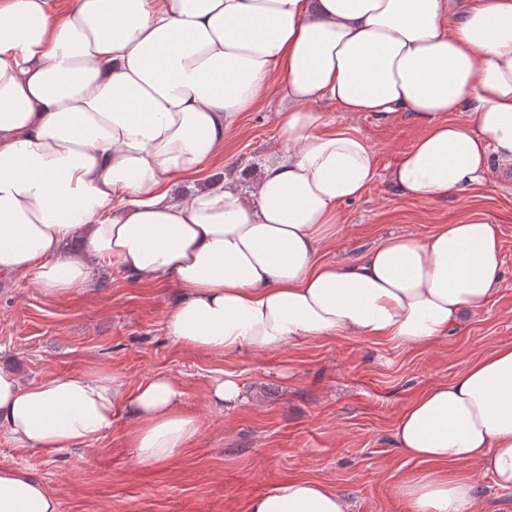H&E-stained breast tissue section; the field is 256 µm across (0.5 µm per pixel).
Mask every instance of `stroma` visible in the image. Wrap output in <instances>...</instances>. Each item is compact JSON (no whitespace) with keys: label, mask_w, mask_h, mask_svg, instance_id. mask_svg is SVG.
<instances>
[{"label":"stroma","mask_w":512,"mask_h":512,"mask_svg":"<svg viewBox=\"0 0 512 512\" xmlns=\"http://www.w3.org/2000/svg\"><path fill=\"white\" fill-rule=\"evenodd\" d=\"M279 104V92L270 88L242 113L206 179L224 177L251 189L280 152ZM320 111L325 121L357 128L382 173L420 131L406 116L381 121L329 102ZM475 212L500 233L499 289L461 327L411 346L328 336L271 353L213 357L166 336V319L180 297L173 285L136 282L105 267L95 269L90 287L61 295L22 278H0V363L21 380L103 370L132 387L168 373L201 423L189 448L154 468L141 466L126 448L130 422L123 413L99 440L51 455L0 439V467H27L55 497L58 512H244L251 496L297 476L328 481L349 499L351 512H409L399 484L424 465L397 446L399 416L423 390L455 380L478 357L512 344V170L440 200L403 195L382 176L345 206L338 239L325 254L353 261L389 235L424 236ZM225 373L238 378L244 393L229 411L209 398L212 378Z\"/></svg>","instance_id":"obj_1"}]
</instances>
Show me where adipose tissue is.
<instances>
[{
	"label": "adipose tissue",
	"instance_id": "1",
	"mask_svg": "<svg viewBox=\"0 0 512 512\" xmlns=\"http://www.w3.org/2000/svg\"><path fill=\"white\" fill-rule=\"evenodd\" d=\"M0 0V273L61 295L95 265L182 292L165 331L221 357L320 336L399 345L446 336L502 280L494 224L472 216L395 235L358 262L320 261L324 241L379 174L367 140L323 130L319 103L421 134L383 176L440 199L512 165V0ZM278 85L281 150L250 193L171 183L224 151L240 113ZM85 250L68 253L71 241ZM178 380L137 387L104 371L22 382L0 366V439L50 455L109 432L155 467L196 439ZM395 439L424 471L409 512H482L466 470L512 489V344L416 396ZM323 480L288 478L245 512H349ZM0 512H57L27 467L0 468Z\"/></svg>",
	"mask_w": 512,
	"mask_h": 512
}]
</instances>
